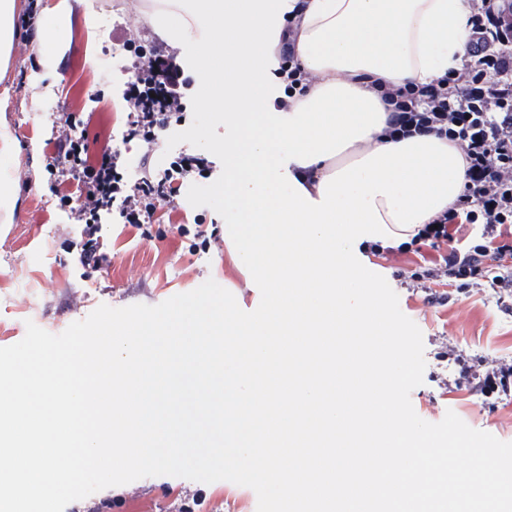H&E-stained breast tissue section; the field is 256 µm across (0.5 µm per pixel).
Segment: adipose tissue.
I'll use <instances>...</instances> for the list:
<instances>
[{
  "mask_svg": "<svg viewBox=\"0 0 512 512\" xmlns=\"http://www.w3.org/2000/svg\"><path fill=\"white\" fill-rule=\"evenodd\" d=\"M297 0H190L161 22L170 44L195 37L212 59L207 105L224 115V238L266 304L235 314L223 298L177 309L147 358L138 337L89 338L55 353L0 362V512H51L82 483L74 457L101 477L131 466L174 463L160 401L177 382L206 377L227 414L249 417L238 452L208 441V453L266 481L296 512H498L512 501V457L486 484L483 459L454 473L436 438L410 426L393 403L370 406L380 377L363 353L336 367L339 336L396 335L378 320L351 246L408 241L455 203L466 178L448 141H381L386 111L365 77L427 83L456 69L469 34L468 0H305L298 60L318 81L287 110L274 108L284 83L273 52ZM233 359L219 356L222 348ZM368 435L357 456L331 458L316 474L278 463L284 452L315 454ZM417 455L415 469L391 465L382 449Z\"/></svg>",
  "mask_w": 512,
  "mask_h": 512,
  "instance_id": "obj_1",
  "label": "adipose tissue"
}]
</instances>
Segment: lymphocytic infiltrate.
I'll return each mask as SVG.
<instances>
[{"instance_id": "f902f5d3", "label": "lymphocytic infiltrate", "mask_w": 512, "mask_h": 512, "mask_svg": "<svg viewBox=\"0 0 512 512\" xmlns=\"http://www.w3.org/2000/svg\"><path fill=\"white\" fill-rule=\"evenodd\" d=\"M511 43L512 0H470L464 60L452 75L428 83L375 86L387 110L386 137L433 135L448 140L460 150L467 166V180L448 211L418 225L408 241L395 246L364 245L373 253H407L416 245L440 251L437 265L421 266L416 280L426 281L440 272L457 287H478L485 281L490 252L512 256V235L503 230L512 224V113H498L501 101L512 98V84L496 79L505 67H512V56L499 54L497 48ZM137 61L135 82L125 92L133 116L128 136L148 143L162 119L186 116L190 81L178 55L161 45H154ZM58 149L70 177L86 190L84 232L91 238L98 231V214L106 209L118 208L125 223L141 226L143 200L165 196L174 182L193 174L212 173L208 159L185 156L170 164L162 178L146 173L136 180L126 179L110 154L89 163L85 138L72 119L63 124ZM468 224L480 226V237L467 247L455 246L457 234Z\"/></svg>"}]
</instances>
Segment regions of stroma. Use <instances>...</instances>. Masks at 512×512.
<instances>
[{"label":"stroma","instance_id":"obj_1","mask_svg":"<svg viewBox=\"0 0 512 512\" xmlns=\"http://www.w3.org/2000/svg\"><path fill=\"white\" fill-rule=\"evenodd\" d=\"M154 0H82L61 33L62 44L45 46L38 32L13 37L0 60V132L18 153L10 172L16 187L11 210L0 208V360L35 350L67 349L81 336H124L129 328L153 334L178 306L224 296L248 315L264 302L263 289L248 285L246 272L224 241V179L185 182L164 209L143 204L142 227L120 217L103 219L93 244L103 263L81 259L82 226L60 208L57 192L85 202L76 181L54 166L55 140L66 117L83 122L90 159L111 153L124 169L158 168L188 150L224 159V117L205 104V86L194 66V40L178 51L191 80V119L167 123L154 144L127 137L132 118L101 57L131 55L113 32L136 43L160 41ZM367 274L365 292L378 315L409 338L380 337L367 356L399 360L405 371L380 398L399 407L410 425L433 436L457 428L467 440L512 455V384L484 385L487 359L512 349V287L462 290L440 278L417 287L414 274L436 250L375 255L352 248ZM282 512L268 486L243 477L206 452L174 465L134 467L105 481L78 485L60 496L55 512Z\"/></svg>","mask_w":512,"mask_h":512}]
</instances>
